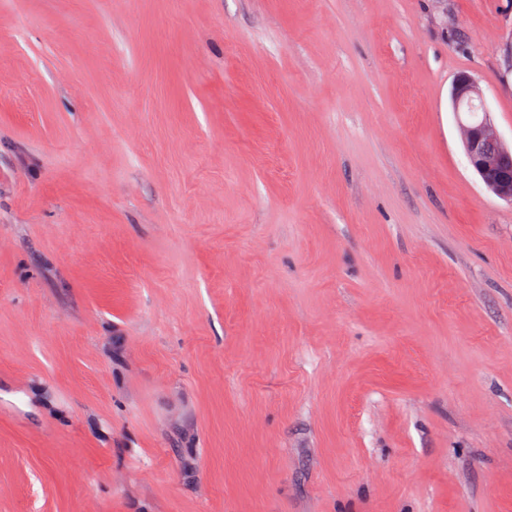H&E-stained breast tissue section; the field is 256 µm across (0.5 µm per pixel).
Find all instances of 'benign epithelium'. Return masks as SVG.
Returning <instances> with one entry per match:
<instances>
[{"mask_svg": "<svg viewBox=\"0 0 512 512\" xmlns=\"http://www.w3.org/2000/svg\"><path fill=\"white\" fill-rule=\"evenodd\" d=\"M450 97L458 115L473 106L483 112L477 121L460 123L464 152L486 189L512 203V144H507L495 130L478 84L468 73L461 72L452 84Z\"/></svg>", "mask_w": 512, "mask_h": 512, "instance_id": "obj_1", "label": "benign epithelium"}]
</instances>
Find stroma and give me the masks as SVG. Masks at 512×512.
<instances>
[{"instance_id":"35a3bbf8","label":"stroma","mask_w":512,"mask_h":512,"mask_svg":"<svg viewBox=\"0 0 512 512\" xmlns=\"http://www.w3.org/2000/svg\"><path fill=\"white\" fill-rule=\"evenodd\" d=\"M512 0H0V512H512ZM450 97L458 116L473 106L483 112L482 118L474 122L460 119L464 152L486 189L512 203V144H507L495 130L478 84L468 73L461 72L452 84Z\"/></svg>"}]
</instances>
